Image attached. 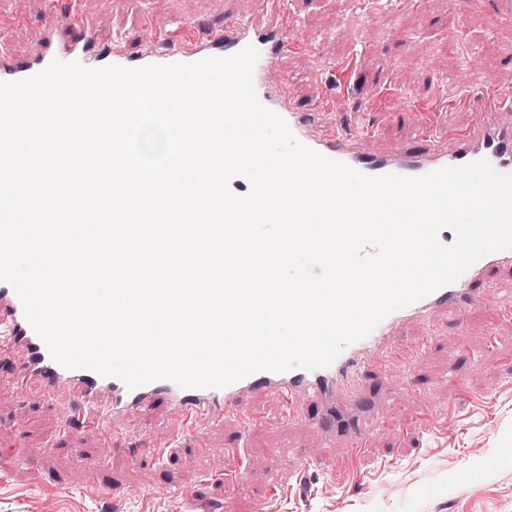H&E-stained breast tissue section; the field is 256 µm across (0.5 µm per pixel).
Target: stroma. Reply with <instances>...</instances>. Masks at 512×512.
Returning <instances> with one entry per match:
<instances>
[{"label": "stroma", "instance_id": "obj_1", "mask_svg": "<svg viewBox=\"0 0 512 512\" xmlns=\"http://www.w3.org/2000/svg\"><path fill=\"white\" fill-rule=\"evenodd\" d=\"M103 33H168L179 18L220 25L252 0H70ZM286 65L294 92L316 117L408 140L420 131H458L486 100L512 105V63L493 20L512 0H279ZM58 0H0V36L23 56ZM410 92L420 124L390 116ZM430 345L411 370L375 375L368 389L384 425L366 437L360 486L295 470L311 455L331 457L344 434L320 437L314 421L225 424L182 436L164 459L131 461L77 432L56 435L57 408L38 391L0 383V512H512V321L496 322L483 296L461 323L436 316ZM496 458L486 467L487 458ZM107 464L112 497L85 493L83 461ZM31 476L17 478L18 461ZM478 472L474 481L460 473ZM148 488L149 497L139 496Z\"/></svg>", "mask_w": 512, "mask_h": 512}]
</instances>
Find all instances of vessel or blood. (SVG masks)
I'll use <instances>...</instances> for the list:
<instances>
[{
	"mask_svg": "<svg viewBox=\"0 0 512 512\" xmlns=\"http://www.w3.org/2000/svg\"><path fill=\"white\" fill-rule=\"evenodd\" d=\"M35 49L16 56L0 41V81H16L45 69L52 61H77L90 68L120 65L137 68L171 63L191 64L210 57H228L248 46L258 58L253 83L260 103L287 124L293 137L319 154L359 172L379 176L396 173L421 176L448 167L487 161L493 169L512 174V107L488 102L464 129L434 133L408 141L367 145L365 132L310 120L281 74L285 55L282 14L274 0H255L249 13L227 18L222 28L188 30L174 39L143 32L135 49L126 36H105L99 22L68 11L50 19L34 36ZM512 270V249L488 254L472 264L454 283L387 315L366 337L347 345L329 365L313 371L299 367L285 372L259 371L222 388L182 389L160 379L128 389L118 378L88 369H69L56 362L44 341L27 322L13 288L0 282V349L14 360L7 377L20 391L39 390L59 410L60 430L74 424L93 425L99 438H118L131 417L163 409V429L192 432L203 425L235 417L254 425L249 398L258 392L276 396L287 415L315 410L324 434L344 433L352 444L345 457L328 463L337 477H350L362 453L359 433L376 419L365 408V383L382 366L383 353L404 326L428 323L439 312L463 321L496 272Z\"/></svg>",
	"mask_w": 512,
	"mask_h": 512,
	"instance_id": "obj_1",
	"label": "vessel or blood"
}]
</instances>
